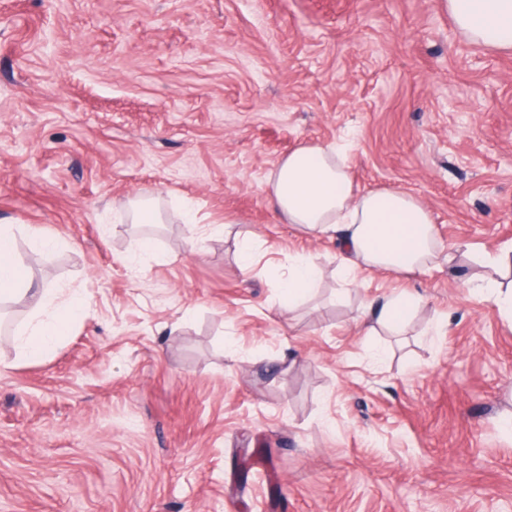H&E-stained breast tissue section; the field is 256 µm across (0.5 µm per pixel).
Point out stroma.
<instances>
[{
  "mask_svg": "<svg viewBox=\"0 0 512 512\" xmlns=\"http://www.w3.org/2000/svg\"><path fill=\"white\" fill-rule=\"evenodd\" d=\"M336 142L356 189L429 209L427 273L343 292L335 243L278 221L271 171ZM4 224L32 289L89 305L40 360L0 341V512H512V319L472 289L512 242V51L445 0H0ZM320 270L310 256H297L288 267V277L282 288L288 297L289 307L311 296L318 287ZM422 298L414 293H402L367 307V317L382 327H397L418 308Z\"/></svg>",
  "mask_w": 512,
  "mask_h": 512,
  "instance_id": "1",
  "label": "stroma"
}]
</instances>
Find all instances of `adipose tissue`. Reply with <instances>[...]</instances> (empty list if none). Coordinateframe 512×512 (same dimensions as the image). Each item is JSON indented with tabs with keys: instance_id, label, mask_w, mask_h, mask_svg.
<instances>
[{
	"instance_id": "adipose-tissue-1",
	"label": "adipose tissue",
	"mask_w": 512,
	"mask_h": 512,
	"mask_svg": "<svg viewBox=\"0 0 512 512\" xmlns=\"http://www.w3.org/2000/svg\"><path fill=\"white\" fill-rule=\"evenodd\" d=\"M456 28L470 41L512 49V0H447ZM270 201L281 223L297 224L335 240L345 274L380 270L391 275L430 269L439 247L427 207L393 188L355 192L349 167L337 148L327 144L294 149L271 172ZM26 272L17 260L15 233L0 226V298L26 296ZM320 270L312 257L294 258L283 284L289 304L311 296ZM14 343L27 358L48 354L82 314L86 299L72 288H45ZM420 295L402 293L370 304L367 316L382 327H396L418 308Z\"/></svg>"
}]
</instances>
